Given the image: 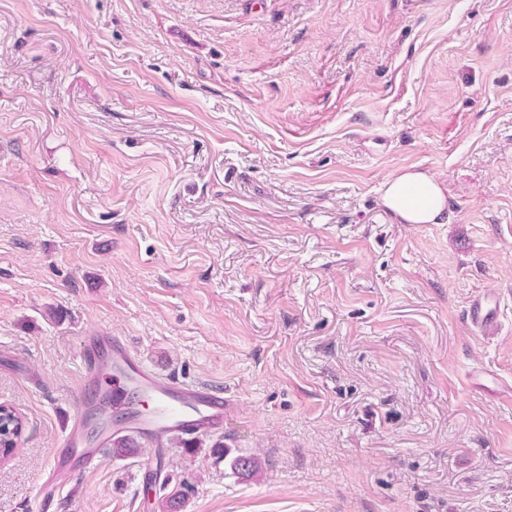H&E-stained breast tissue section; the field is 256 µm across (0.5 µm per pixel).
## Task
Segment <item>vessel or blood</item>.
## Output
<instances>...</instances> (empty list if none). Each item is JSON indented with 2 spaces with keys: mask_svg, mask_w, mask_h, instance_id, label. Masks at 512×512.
Segmentation results:
<instances>
[{
  "mask_svg": "<svg viewBox=\"0 0 512 512\" xmlns=\"http://www.w3.org/2000/svg\"><path fill=\"white\" fill-rule=\"evenodd\" d=\"M466 317L481 335H492L497 328V310L489 295H476ZM81 364L83 388L66 423L62 439L65 455L44 477L43 486L48 492L66 484L70 457L89 463L100 461L115 433L158 442L177 437L190 445L224 423L228 402L222 394L207 386H186L156 374L123 340L109 332L85 337ZM136 394L151 402V411L132 408L131 398ZM116 409L128 411L129 417L113 429L108 421ZM91 414L106 424L94 443L89 441L85 425Z\"/></svg>",
  "mask_w": 512,
  "mask_h": 512,
  "instance_id": "b4317fda",
  "label": "vessel or blood"
}]
</instances>
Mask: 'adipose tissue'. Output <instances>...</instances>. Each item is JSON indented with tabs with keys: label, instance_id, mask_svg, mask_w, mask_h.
<instances>
[{
	"label": "adipose tissue",
	"instance_id": "1",
	"mask_svg": "<svg viewBox=\"0 0 512 512\" xmlns=\"http://www.w3.org/2000/svg\"><path fill=\"white\" fill-rule=\"evenodd\" d=\"M381 200L405 224H439L445 218L444 186L422 171H406L385 181Z\"/></svg>",
	"mask_w": 512,
	"mask_h": 512
}]
</instances>
